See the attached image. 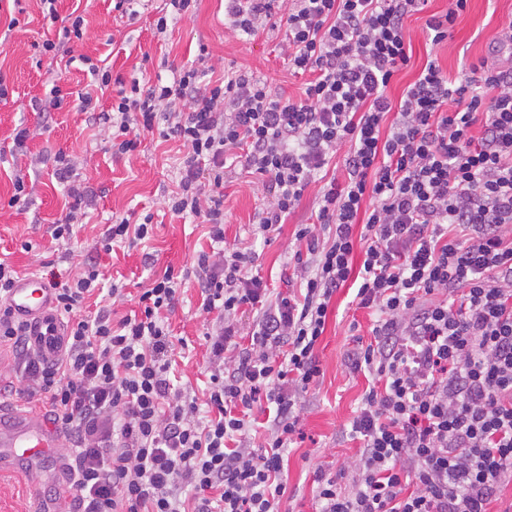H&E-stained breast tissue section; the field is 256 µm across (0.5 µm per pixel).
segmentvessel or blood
<instances>
[{
    "label": "vessel or blood",
    "mask_w": 512,
    "mask_h": 512,
    "mask_svg": "<svg viewBox=\"0 0 512 512\" xmlns=\"http://www.w3.org/2000/svg\"><path fill=\"white\" fill-rule=\"evenodd\" d=\"M7 304L27 326V339L40 347L47 359H55L64 348L65 325L56 312L53 289L36 273L17 280ZM63 445V435L49 412L0 402V467L28 472ZM63 491L62 502H41L35 512H58L74 500L73 476L67 464L53 474Z\"/></svg>",
    "instance_id": "1"
}]
</instances>
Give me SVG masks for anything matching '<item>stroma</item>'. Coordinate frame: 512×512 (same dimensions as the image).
<instances>
[{
    "label": "stroma",
    "instance_id": "1",
    "mask_svg": "<svg viewBox=\"0 0 512 512\" xmlns=\"http://www.w3.org/2000/svg\"><path fill=\"white\" fill-rule=\"evenodd\" d=\"M164 0H148L138 18L119 16L112 0H58L60 16L79 10L87 23L79 56L106 60L113 74L124 79L171 81L177 69L196 60L206 51L205 61L212 79L225 70L243 68L267 80L282 95L298 99L305 79L291 74L280 53L283 31L265 29L253 36L239 35L224 24V0H198L191 17L172 24L165 40H158L152 21ZM448 0H429L424 11L406 22V39L412 49L407 67L394 77L388 88L392 100L418 77L427 61L433 60L450 80L462 79L472 64L491 56L490 41L501 27L512 21V0H468L447 40L431 45L425 28L428 15L445 12ZM51 23L45 19L38 0H0V78L10 95L0 100V260L9 262L20 274L33 270V252L54 260L62 275L76 274L96 266L105 281L123 283L131 297L166 268L184 273L187 279L179 302L169 316L176 337L186 346L177 370L183 387L202 392L206 344L204 333L212 318L200 309L201 288L191 269L200 251L210 250L207 227L192 219L173 215L165 205L167 195L177 188L176 167L184 154L180 141L156 134L142 136L136 151L113 157L107 129L98 119L99 111L109 110L111 94L100 96L98 112H81L71 104L54 112H34L31 98L48 96L51 85L48 66L41 63L32 45L41 41ZM39 127L40 133L25 146L13 138L19 125ZM77 156L78 178L88 182L95 197L88 207V222L76 229L77 243L67 260H60L49 234L51 225L66 213L65 190L53 175L51 154L57 151ZM24 177L27 203L10 206L16 177ZM318 186H311L286 224L271 235L268 243H253L263 190L255 178L235 170L224 184V239L226 243L254 246L259 258L258 272L268 287L287 293L289 251L294 246L297 225L310 223ZM142 222L151 216L152 238L135 247L104 251L99 241L113 215ZM33 252H26V245ZM354 290L341 288L331 302L326 329L317 345L321 368L318 383L302 397L299 428L288 454L284 473L287 482L288 512H317L314 472L318 467L335 471L338 463L354 460L357 442L347 440L346 432L361 404L368 385L363 374L347 369V354L355 341L351 323H359L361 334H368L372 317L358 308ZM43 471L32 474L0 471V512H33L38 493L52 494L44 486Z\"/></svg>",
    "mask_w": 512,
    "mask_h": 512
}]
</instances>
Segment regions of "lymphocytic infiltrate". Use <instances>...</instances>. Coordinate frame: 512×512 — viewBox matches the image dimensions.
Returning <instances> with one entry per match:
<instances>
[{"label": "lymphocytic infiltrate", "mask_w": 512, "mask_h": 512, "mask_svg": "<svg viewBox=\"0 0 512 512\" xmlns=\"http://www.w3.org/2000/svg\"><path fill=\"white\" fill-rule=\"evenodd\" d=\"M427 2L225 0L236 33L284 26L288 67L307 78L297 100L239 70L215 83L194 66L166 83L128 82L82 57L93 91H117L105 116L113 154L134 152L145 132L181 141L166 205L209 226L194 274L217 320L200 398L170 379L182 275L166 269L116 322L84 313L99 286L91 266L52 283L67 336L50 362L8 308L17 272L0 262V348L69 440L79 512H282L285 453L321 374L316 346L350 282L375 319L348 368L372 384L350 423L356 458L317 473L320 512H488L512 483V23L463 80L427 61L395 105L387 88L411 59L405 21ZM93 91L78 93L80 109ZM339 153L345 181H324ZM235 166L266 194L253 229L265 241L322 182L316 221L298 225L302 248L288 261L299 294L270 299L256 251L225 242ZM245 306L257 313L249 325Z\"/></svg>", "instance_id": "1"}]
</instances>
